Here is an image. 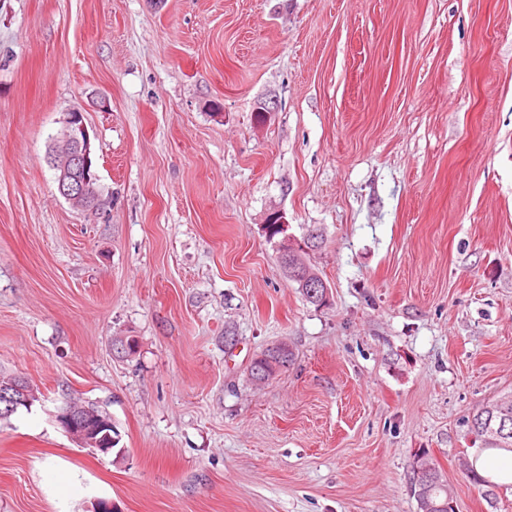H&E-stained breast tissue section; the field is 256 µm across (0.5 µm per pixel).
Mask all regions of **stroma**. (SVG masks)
<instances>
[{"instance_id":"1","label":"stroma","mask_w":512,"mask_h":512,"mask_svg":"<svg viewBox=\"0 0 512 512\" xmlns=\"http://www.w3.org/2000/svg\"><path fill=\"white\" fill-rule=\"evenodd\" d=\"M73 108L96 216L46 162ZM273 208L321 229L327 306ZM0 374L37 392L0 420V512H416L420 448L456 512H512L461 466L512 393V0H0ZM315 230H309L308 234L303 239V244L306 250L302 248L299 251H291L288 250L290 248L295 247L294 238L287 233L283 235L282 240L279 244L281 253L284 254L288 258V265L281 260L283 267L288 273L289 281L296 283L299 292L305 298L306 301L313 305H322L323 303L317 298V296L310 295V288L305 284H303L302 279L297 278L296 272L308 273L310 278L309 280L313 283H318L323 288V284L326 282L323 278L315 271V269L308 262L307 256L309 255L308 251H313L321 247L323 243L322 234L314 235L312 234ZM327 285V284H326ZM276 350L267 348L253 361L250 376L253 381L265 382L286 370L294 359L292 348L287 342H280ZM87 407H74L73 404L66 405L57 415L58 423L66 433L79 443L80 447L99 449L104 444L112 445V441H116L115 438H112V434L108 431L103 434L100 433L104 427H112L111 423L104 419L108 418L111 421L110 417L92 404H88ZM95 412L104 418L98 416ZM116 446L117 444H114L112 448Z\"/></svg>"}]
</instances>
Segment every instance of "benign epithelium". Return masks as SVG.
<instances>
[{"instance_id": "benign-epithelium-1", "label": "benign epithelium", "mask_w": 512, "mask_h": 512, "mask_svg": "<svg viewBox=\"0 0 512 512\" xmlns=\"http://www.w3.org/2000/svg\"><path fill=\"white\" fill-rule=\"evenodd\" d=\"M62 123L61 135L47 156V162L56 171L57 190L73 207L99 211L105 200L98 188L94 149L84 113L70 110L64 113ZM31 394L22 378L0 385V409L11 413L30 403ZM57 421L82 448L99 449L114 441L106 431L111 423L87 407L69 404L57 415Z\"/></svg>"}]
</instances>
